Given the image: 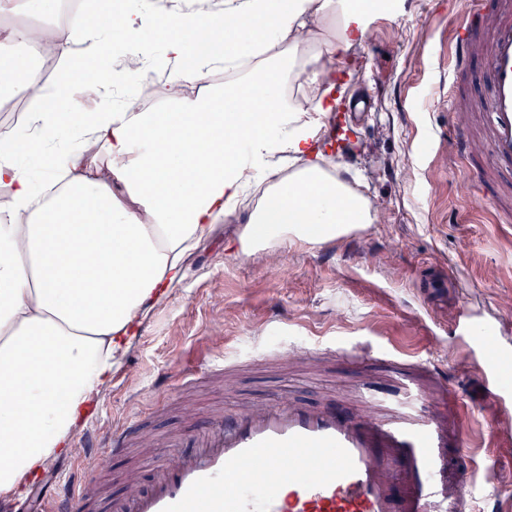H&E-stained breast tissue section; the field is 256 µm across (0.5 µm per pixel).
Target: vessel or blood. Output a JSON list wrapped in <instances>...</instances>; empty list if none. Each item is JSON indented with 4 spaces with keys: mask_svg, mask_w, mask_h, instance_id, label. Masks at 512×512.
<instances>
[{
    "mask_svg": "<svg viewBox=\"0 0 512 512\" xmlns=\"http://www.w3.org/2000/svg\"><path fill=\"white\" fill-rule=\"evenodd\" d=\"M448 71V109L475 104L461 76L491 87L482 106L490 162L471 166L480 186L489 173L512 174V0H465ZM454 327L470 341L486 399L512 417V383L497 366L512 361V340H491V324L459 307ZM399 390L431 397L422 416L361 384L350 401L309 405L277 400L217 414L169 447L147 485L111 499L107 512H466L474 495L471 404L446 369L428 358L385 359ZM456 465H449V457ZM99 476L83 473L46 488L52 512H93Z\"/></svg>",
    "mask_w": 512,
    "mask_h": 512,
    "instance_id": "b4317fda",
    "label": "vessel or blood"
}]
</instances>
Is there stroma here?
<instances>
[{"mask_svg":"<svg viewBox=\"0 0 512 512\" xmlns=\"http://www.w3.org/2000/svg\"><path fill=\"white\" fill-rule=\"evenodd\" d=\"M457 20L458 0H394L393 13L371 16L361 42L334 63L344 97L368 103L349 124L355 149L334 160L360 175L370 200L385 203L384 223L319 246L283 244L279 268L265 252L227 249L237 218L216 225L187 258L184 280L148 315L72 449L43 477L79 475L91 459L114 476L103 483V496L118 495L120 475L149 479L170 455L160 443L147 455L136 449L116 456L102 446L130 422L165 436L219 409L277 398L318 404L361 381L396 392L382 363L350 362L372 344L432 358L457 380L479 409L476 465L486 486L502 494L494 505L506 506L512 419L482 398L467 340L448 332L456 307L469 302L512 338V211L473 208L468 162L448 144L454 129L473 125L469 113L446 106ZM311 342L340 354L288 365L269 360L278 348ZM219 349L237 368L214 379L207 368ZM488 430L495 433L490 452Z\"/></svg>","mask_w":512,"mask_h":512,"instance_id":"stroma-1","label":"stroma"}]
</instances>
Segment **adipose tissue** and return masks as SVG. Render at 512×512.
Instances as JSON below:
<instances>
[{
  "label": "adipose tissue",
  "mask_w": 512,
  "mask_h": 512,
  "mask_svg": "<svg viewBox=\"0 0 512 512\" xmlns=\"http://www.w3.org/2000/svg\"><path fill=\"white\" fill-rule=\"evenodd\" d=\"M366 15L358 0H213L188 11L128 0L116 14L73 17L84 63L61 84L13 53L18 33L0 37V69L36 102L22 128L0 133V495L71 447L186 258L237 211L245 173L268 193L236 252L326 243L372 224L369 199L330 163L322 123L336 100L332 65L361 40ZM145 25L162 29L160 55L138 42ZM118 29L128 41L108 64ZM301 31L317 48L309 108L283 91L306 46L267 56L258 44ZM147 68L168 73L157 90L168 111L75 107L77 92L123 88ZM190 83L198 94H184ZM28 156L42 160L41 179Z\"/></svg>",
  "instance_id": "adipose-tissue-1"
}]
</instances>
